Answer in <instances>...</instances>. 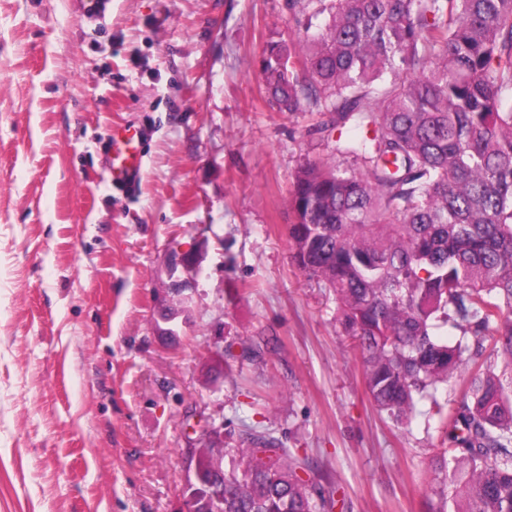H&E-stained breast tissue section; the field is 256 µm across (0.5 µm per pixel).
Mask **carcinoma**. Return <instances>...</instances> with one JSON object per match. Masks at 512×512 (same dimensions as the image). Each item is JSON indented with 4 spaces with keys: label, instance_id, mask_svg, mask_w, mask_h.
<instances>
[{
    "label": "carcinoma",
    "instance_id": "1",
    "mask_svg": "<svg viewBox=\"0 0 512 512\" xmlns=\"http://www.w3.org/2000/svg\"><path fill=\"white\" fill-rule=\"evenodd\" d=\"M306 21L261 60L281 112L328 104L354 121L342 153L307 162L289 191L293 261L336 299L371 403L436 421L422 512H512V0H305ZM448 326L455 343L437 337ZM469 372L458 410L448 383ZM189 467L208 507L330 512L337 486L244 426Z\"/></svg>",
    "mask_w": 512,
    "mask_h": 512
}]
</instances>
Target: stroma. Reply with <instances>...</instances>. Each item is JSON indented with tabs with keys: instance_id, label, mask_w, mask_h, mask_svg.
Returning <instances> with one entry per match:
<instances>
[{
	"instance_id": "stroma-1",
	"label": "stroma",
	"mask_w": 512,
	"mask_h": 512,
	"mask_svg": "<svg viewBox=\"0 0 512 512\" xmlns=\"http://www.w3.org/2000/svg\"><path fill=\"white\" fill-rule=\"evenodd\" d=\"M301 19L291 0H112L100 23L0 0V512H186L197 419L269 431L343 512H420L435 421L369 402L331 292L292 261L290 183L359 135L269 102L263 51ZM123 124L144 140L131 194L107 184ZM173 251L199 259L183 305Z\"/></svg>"
}]
</instances>
